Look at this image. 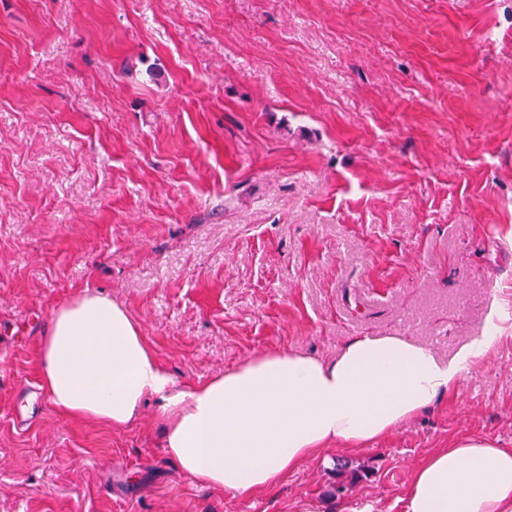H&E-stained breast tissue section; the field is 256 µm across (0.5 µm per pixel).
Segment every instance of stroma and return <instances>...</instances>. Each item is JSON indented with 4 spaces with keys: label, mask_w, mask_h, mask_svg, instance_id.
<instances>
[{
    "label": "stroma",
    "mask_w": 512,
    "mask_h": 512,
    "mask_svg": "<svg viewBox=\"0 0 512 512\" xmlns=\"http://www.w3.org/2000/svg\"><path fill=\"white\" fill-rule=\"evenodd\" d=\"M86 292L178 383L360 335L453 357L512 313V0H0V512H405L432 452L512 448L510 329L385 438L202 487L156 400L115 428L41 390Z\"/></svg>",
    "instance_id": "obj_1"
}]
</instances>
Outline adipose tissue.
<instances>
[{
    "label": "adipose tissue",
    "instance_id": "ef3b65f1",
    "mask_svg": "<svg viewBox=\"0 0 512 512\" xmlns=\"http://www.w3.org/2000/svg\"><path fill=\"white\" fill-rule=\"evenodd\" d=\"M491 343L474 339L444 360L404 336H356L331 362L262 353L178 386L126 310L86 293L50 320L40 386L57 411L113 427L158 399L164 448L180 468L203 486L250 495L329 446L387 436L447 396ZM406 512H512V448L464 437L432 453L413 473Z\"/></svg>",
    "mask_w": 512,
    "mask_h": 512
}]
</instances>
